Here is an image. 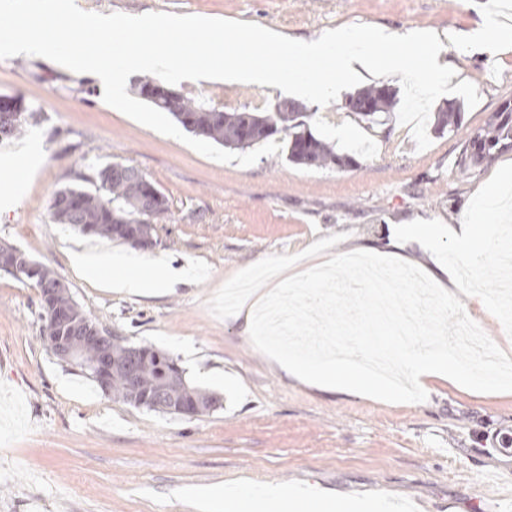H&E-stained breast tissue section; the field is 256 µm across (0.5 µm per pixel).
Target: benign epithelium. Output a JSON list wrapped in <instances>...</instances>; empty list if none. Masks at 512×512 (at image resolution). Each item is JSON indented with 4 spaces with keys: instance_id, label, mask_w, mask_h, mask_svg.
Listing matches in <instances>:
<instances>
[{
    "instance_id": "obj_1",
    "label": "benign epithelium",
    "mask_w": 512,
    "mask_h": 512,
    "mask_svg": "<svg viewBox=\"0 0 512 512\" xmlns=\"http://www.w3.org/2000/svg\"><path fill=\"white\" fill-rule=\"evenodd\" d=\"M24 103L15 95H0V119L13 123L19 119L23 112ZM0 260L20 278L37 277L38 267L32 264L23 254L8 243H0ZM67 288L63 280H58L52 288L41 289L43 298H55L57 302L52 306V319L55 323L70 330V335L44 337L45 342L52 351L63 361L73 362L80 359L81 347H92L96 352L93 363L94 374L105 392L110 391L112 374L124 367H130V361L140 355L137 348L131 347L120 356L112 351V339L92 325L87 318L80 315L79 307L72 303H61L62 291ZM167 403L175 406L176 410L186 417H199L212 412L222 406L219 397L200 399L167 398Z\"/></svg>"
}]
</instances>
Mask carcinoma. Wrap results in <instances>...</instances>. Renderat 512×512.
<instances>
[{
	"mask_svg": "<svg viewBox=\"0 0 512 512\" xmlns=\"http://www.w3.org/2000/svg\"><path fill=\"white\" fill-rule=\"evenodd\" d=\"M352 98L369 105L371 111L360 112L361 119L374 123L377 117L392 111L395 94L376 85L357 91ZM161 112L169 113L180 125L192 121L191 132L215 144L230 149H245L257 145L277 133H288L287 159L294 165L342 167L351 162L336 153L325 141L315 137L308 128L309 114L288 103L279 104L271 112H226L210 100H200L182 92L174 100L161 97L151 102ZM37 110L24 106V115L8 131L10 140L23 134L27 126L40 122ZM462 124V108L453 103L434 115L433 129L443 133ZM512 149V103L504 102L491 113L484 125L467 135L455 161L459 173L474 177L491 164L503 151ZM93 182L95 189L65 186L59 189L51 202V215L58 224H66L89 235L122 241L136 247L144 235L155 234L152 225L166 219L169 199L151 202L146 194L149 179L137 167L115 162L96 171L94 177H82ZM147 359L142 363L139 398L136 407L152 409L157 397L173 392L167 385L165 373L172 370L175 361L151 347H143ZM110 395L129 402L126 375L119 371L112 375Z\"/></svg>",
	"mask_w": 512,
	"mask_h": 512,
	"instance_id": "obj_1",
	"label": "carcinoma"
}]
</instances>
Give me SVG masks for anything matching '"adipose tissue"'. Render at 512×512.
<instances>
[{
	"label": "adipose tissue",
	"instance_id": "adipose-tissue-1",
	"mask_svg": "<svg viewBox=\"0 0 512 512\" xmlns=\"http://www.w3.org/2000/svg\"><path fill=\"white\" fill-rule=\"evenodd\" d=\"M503 209L476 210L468 223L458 226L440 224L419 225V232L446 235L454 247L455 259L448 265L438 267L432 279L436 288L456 282L459 266L485 259L488 242L475 233L479 224L503 217ZM76 264L86 273L99 276L113 272L108 288H121L131 294L158 295L169 292L175 285L189 281L190 275L182 267L171 264L148 262L146 274H138L118 255L87 250L75 255ZM393 355L403 373L420 386L442 381L457 388L475 385L477 378L457 354L446 349L423 350L412 344H403L393 349ZM283 376L326 394H341L372 397L387 403H400L406 398L404 389L388 375L365 363L352 362L336 353L322 354L312 359L296 352L279 359ZM207 512H265L270 500L287 503L289 512H367L366 507H357L333 496L314 492H298L285 486L247 493L232 487H223L202 495Z\"/></svg>",
	"mask_w": 512,
	"mask_h": 512
}]
</instances>
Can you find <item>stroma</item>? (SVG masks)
<instances>
[{"label": "stroma", "instance_id": "1", "mask_svg": "<svg viewBox=\"0 0 512 512\" xmlns=\"http://www.w3.org/2000/svg\"><path fill=\"white\" fill-rule=\"evenodd\" d=\"M86 11L168 12L253 22L312 38L362 24L437 33L440 63L475 85L459 131L430 133L350 112L349 91L306 103L313 134L352 157L343 167L221 163L107 105L97 79L38 57L0 60V94H23L41 122L0 143V241L25 250L69 286L107 334L170 354L223 405L196 418L115 400L43 340L39 290L0 272V512H197L187 498L226 483L312 485L352 496L384 493L393 512H512V392L432 384L421 403L325 395L283 378L266 346L224 306V287L255 268L286 278L358 250L384 247L403 224H454L512 171V150L478 176L454 161L466 136L512 100V39L489 53L456 45L493 21L512 25V0H76ZM225 111L267 112L276 97L221 81L180 82ZM140 169L170 200L148 257L196 267L199 279L163 296L104 288L71 262L78 247L122 251L117 240L55 223L62 187L94 168ZM452 244L409 235L394 257L419 268L448 260Z\"/></svg>", "mask_w": 512, "mask_h": 512}]
</instances>
